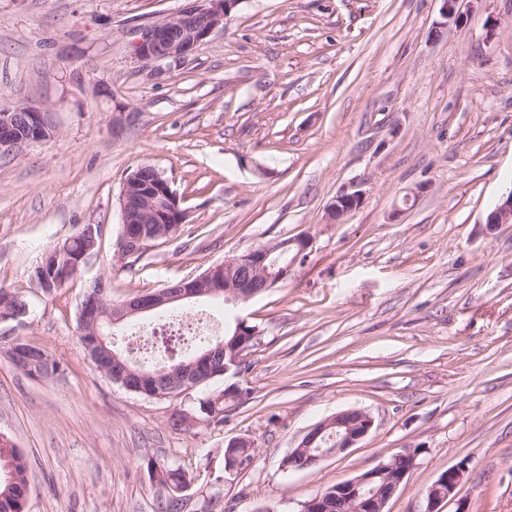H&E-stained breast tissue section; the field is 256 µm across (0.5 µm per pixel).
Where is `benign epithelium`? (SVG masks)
I'll return each instance as SVG.
<instances>
[{
    "mask_svg": "<svg viewBox=\"0 0 512 512\" xmlns=\"http://www.w3.org/2000/svg\"><path fill=\"white\" fill-rule=\"evenodd\" d=\"M238 4V0H193L179 11L160 22L141 30L134 41L135 54L143 59L163 62L188 56L214 31L224 27V20ZM56 132L50 111L42 104L29 102L8 108H0V155L10 154L25 144L40 143ZM364 192L357 188L347 189L336 195L329 205L332 216L339 217L360 207ZM122 230L115 244L119 258L140 254L150 247L152 236L145 225L164 217L171 224L183 223L184 212L179 198L159 172L154 179L144 183L141 170L137 169L123 181L120 191ZM489 224H512V191L502 197L488 215ZM310 245L306 237L283 240L273 246H262L226 259L205 273L194 278L182 279L161 291L137 294L115 304L117 325L134 316L152 313L164 306L180 301L204 297L212 293L207 283L215 276L224 275V297L229 303L245 302L288 278L293 261L288 256L302 254ZM101 295L91 294L80 309L81 334H88V324L98 322ZM84 350L94 367L112 380H126L130 374L142 383L150 377L143 370L133 371L116 353L84 344ZM209 350L190 361L196 373L173 375L176 393L183 395L207 380L206 363L213 356ZM374 419L361 409L338 412L313 426L288 457L309 456L320 462L355 446L373 428ZM407 453L395 457L394 464H383L355 478L342 481L326 492L305 503L302 512H385L393 494L400 488L409 468H397L396 462ZM464 468L451 467L442 472L439 482L427 491L425 512H439L438 506L455 496ZM448 485V493L437 492L439 483Z\"/></svg>",
    "mask_w": 512,
    "mask_h": 512,
    "instance_id": "benign-epithelium-1",
    "label": "benign epithelium"
}]
</instances>
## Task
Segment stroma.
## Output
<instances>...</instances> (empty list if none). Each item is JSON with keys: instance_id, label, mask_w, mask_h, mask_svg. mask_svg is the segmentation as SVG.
<instances>
[{"instance_id": "stroma-1", "label": "stroma", "mask_w": 512, "mask_h": 512, "mask_svg": "<svg viewBox=\"0 0 512 512\" xmlns=\"http://www.w3.org/2000/svg\"><path fill=\"white\" fill-rule=\"evenodd\" d=\"M186 0H0V107L54 115L49 140L0 155V286L28 312L0 322V433L29 467L27 512H167L148 460L180 467L184 512H301L317 493L417 448L386 512H424L448 468L465 473L440 512H512V224H487L512 192V0H239L186 58L154 62L136 29ZM132 120H125V113ZM155 167L180 199L179 234L130 268L114 261L125 177ZM361 206L333 219L341 191ZM99 224L97 249L55 298L43 254ZM310 248L288 278L232 309L169 307L258 331L224 422L174 428L201 391L158 400L98 372L79 345L87 282L120 301L284 239ZM64 365L32 378L9 337ZM362 409L375 424L316 467L281 462L308 429ZM256 457L227 472L224 447Z\"/></svg>"}]
</instances>
